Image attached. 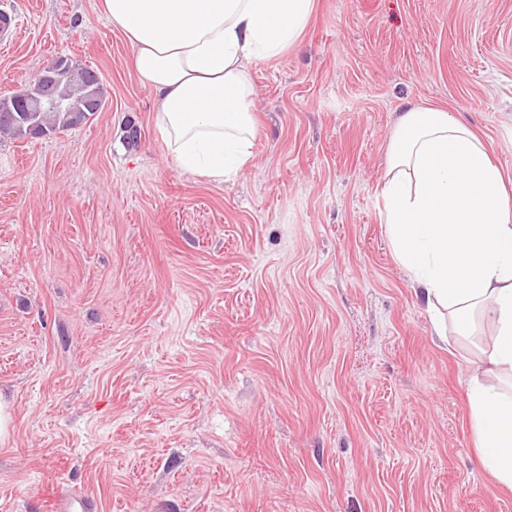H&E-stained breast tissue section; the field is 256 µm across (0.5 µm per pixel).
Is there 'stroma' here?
I'll list each match as a JSON object with an SVG mask.
<instances>
[{
  "instance_id": "1",
  "label": "stroma",
  "mask_w": 512,
  "mask_h": 512,
  "mask_svg": "<svg viewBox=\"0 0 512 512\" xmlns=\"http://www.w3.org/2000/svg\"><path fill=\"white\" fill-rule=\"evenodd\" d=\"M0 98L65 56L105 103L0 136V512H512L469 427L470 349L439 342L380 184L405 102L512 175V0H316L257 65L244 176L178 169L102 0H0ZM139 141L130 144V128ZM21 23L19 17L12 10H0V46L2 49L10 47L19 37ZM95 505L76 493H63L53 500L51 510L53 512H92Z\"/></svg>"
}]
</instances>
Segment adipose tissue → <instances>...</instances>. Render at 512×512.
Masks as SVG:
<instances>
[{"label": "adipose tissue", "instance_id": "adipose-tissue-1", "mask_svg": "<svg viewBox=\"0 0 512 512\" xmlns=\"http://www.w3.org/2000/svg\"><path fill=\"white\" fill-rule=\"evenodd\" d=\"M156 97V129L183 171H247L257 133L253 65L296 46L314 0H103ZM486 143L444 109L408 103L380 187L393 255L440 341L493 332L466 384L479 461L512 489V194Z\"/></svg>", "mask_w": 512, "mask_h": 512}]
</instances>
